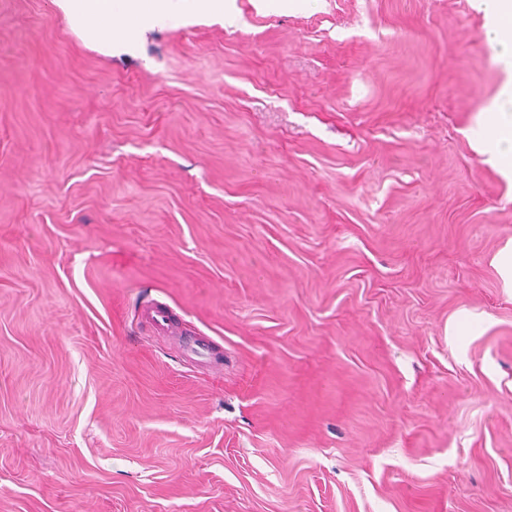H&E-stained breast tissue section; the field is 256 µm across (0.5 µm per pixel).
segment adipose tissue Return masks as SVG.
<instances>
[{
	"label": "adipose tissue",
	"mask_w": 512,
	"mask_h": 512,
	"mask_svg": "<svg viewBox=\"0 0 512 512\" xmlns=\"http://www.w3.org/2000/svg\"><path fill=\"white\" fill-rule=\"evenodd\" d=\"M486 19L485 38L495 54L512 59V0H474ZM69 23L87 37L104 43L131 36L138 28L164 20L180 25L207 14L224 17V0H60ZM479 135L493 149L504 177L512 179V109L491 107Z\"/></svg>",
	"instance_id": "obj_1"
}]
</instances>
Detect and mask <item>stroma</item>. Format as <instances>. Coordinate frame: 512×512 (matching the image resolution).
<instances>
[{"label": "stroma", "mask_w": 512, "mask_h": 512, "mask_svg": "<svg viewBox=\"0 0 512 512\" xmlns=\"http://www.w3.org/2000/svg\"><path fill=\"white\" fill-rule=\"evenodd\" d=\"M225 2L0 0V512H512L482 12ZM69 23L87 37L104 42L130 37L139 27L165 20L178 26L192 15L224 19L223 0H59Z\"/></svg>", "instance_id": "stroma-1"}]
</instances>
